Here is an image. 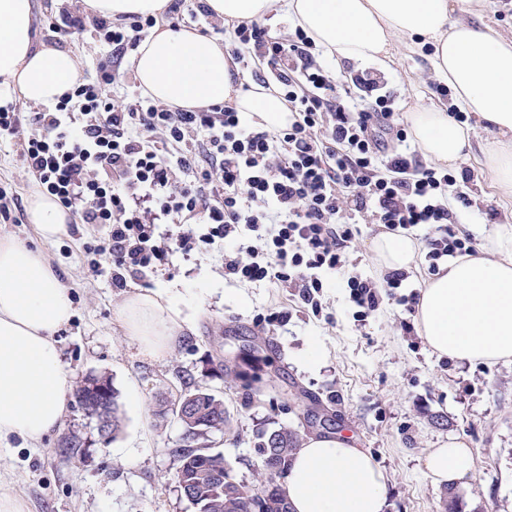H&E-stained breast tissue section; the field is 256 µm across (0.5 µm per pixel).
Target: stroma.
I'll return each mask as SVG.
<instances>
[{
    "instance_id": "obj_1",
    "label": "stroma",
    "mask_w": 512,
    "mask_h": 512,
    "mask_svg": "<svg viewBox=\"0 0 512 512\" xmlns=\"http://www.w3.org/2000/svg\"><path fill=\"white\" fill-rule=\"evenodd\" d=\"M396 112L442 103L428 46L394 45L390 69H371ZM467 125L473 156L464 163L475 175L468 188L481 208L458 209L470 235L491 231L489 210L512 215L481 165L483 149L498 138L476 118ZM105 229L79 225L59 242H40L32 224H1L7 235L40 250L72 287L74 315L58 335L63 365L81 382L88 374L109 376L118 392L123 428L103 438L95 418L70 403L57 433L28 448L18 438L0 449V478L14 483L28 512H194L174 480L170 448L182 428L156 414L158 403L174 402L184 381L200 379L208 365L223 364L249 336L269 342L268 374L274 386L212 378L236 430L213 433L209 443L223 453L236 480L253 482L261 466L257 434L278 426H298L306 411L296 390L316 396L337 416V431L371 452L390 477L386 512H443L441 489L424 474L420 459L439 440L458 436L472 448L478 471L461 489L462 512H512V363L459 368L432 354L421 336L404 335L401 305L384 301L358 320L340 273L327 272L322 312L314 314L297 292L265 282L241 283L224 275L221 243L202 244L190 256H170L165 269L112 285L110 273L91 275L86 247ZM176 286L193 315L190 330L162 355H146L136 337L122 328L118 310L131 294ZM283 317L267 322L272 312ZM320 344L323 366L305 360ZM448 420L439 427L431 422ZM81 443L74 455L59 452L62 436Z\"/></svg>"
}]
</instances>
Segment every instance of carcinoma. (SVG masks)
Returning a JSON list of instances; mask_svg holds the SVG:
<instances>
[{
  "label": "carcinoma",
  "instance_id": "1",
  "mask_svg": "<svg viewBox=\"0 0 512 512\" xmlns=\"http://www.w3.org/2000/svg\"><path fill=\"white\" fill-rule=\"evenodd\" d=\"M252 359H240L234 364H224L219 376H248L244 367ZM75 401L87 415L105 421L104 436L117 434L123 419L119 410L118 395L105 375L91 374L74 392ZM180 399L188 400L193 412L184 418L172 412L173 418L183 429L182 444L171 449L174 457L175 478L180 489L188 491L190 503L197 512H294L287 490L281 479L290 469L293 456L309 429L336 425L333 416L308 409L304 424L296 428L278 427L264 430L258 435V448L262 468L252 485L236 481L230 475L228 463L221 453L211 451L202 439L214 432L232 430L230 412L224 400L216 397L203 382L190 381Z\"/></svg>",
  "mask_w": 512,
  "mask_h": 512
}]
</instances>
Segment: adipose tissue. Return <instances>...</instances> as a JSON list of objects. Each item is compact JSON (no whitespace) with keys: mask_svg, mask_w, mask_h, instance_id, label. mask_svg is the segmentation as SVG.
<instances>
[{"mask_svg":"<svg viewBox=\"0 0 512 512\" xmlns=\"http://www.w3.org/2000/svg\"><path fill=\"white\" fill-rule=\"evenodd\" d=\"M168 0H84L88 11L114 18L157 16ZM226 21H258L282 6L289 21L335 62L390 69L395 41L422 38L432 49L436 75L448 83L458 111L495 128L500 138L484 166L501 197L512 198V36L486 26L451 21L455 0H206ZM34 0H0V83L21 98L49 104L79 77L69 51L36 42ZM224 47L194 32L159 27L141 44L136 80L173 107H206L233 99L251 125L286 127L289 110L277 87L235 90ZM423 156L454 168L467 158V128L445 107L407 114ZM27 216L39 238L67 235L71 216L54 197L32 190ZM376 277L417 268L416 240L378 234L371 242ZM71 288L49 259L16 240L0 238V442L20 438L38 446L61 425L72 393L56 339L71 320ZM416 326L439 357L456 366L512 362V218L483 235L477 254L440 266L424 280ZM122 327L143 351L158 354L190 327L174 286L128 297ZM435 484L468 485L478 462L457 437L440 441L422 458ZM294 512H385L388 475L365 449L343 435H311L286 477Z\"/></svg>","mask_w":512,"mask_h":512,"instance_id":"1","label":"adipose tissue"}]
</instances>
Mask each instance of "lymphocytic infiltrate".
<instances>
[{
    "label": "lymphocytic infiltrate",
    "mask_w": 512,
    "mask_h": 512,
    "mask_svg": "<svg viewBox=\"0 0 512 512\" xmlns=\"http://www.w3.org/2000/svg\"><path fill=\"white\" fill-rule=\"evenodd\" d=\"M165 17L174 29L191 18L204 33L229 35L228 54L241 71L262 61L261 84L279 87L292 120L275 131L254 129L229 101L174 109L143 94L130 59L156 17L114 20L61 0L55 33L81 36L89 55L108 46L111 58L52 105L0 106V140L17 146L24 175L76 223L108 226L87 247L91 274L111 268L113 287L122 288L127 276L165 266L171 253L224 241L231 245L225 276L293 289L315 310L323 272L344 271L364 319L387 298L414 311L417 297L401 292L408 272L380 281L362 275L351 257L357 225L425 229L433 270L445 257L472 252L471 236L454 230L448 206L452 197L474 206L463 189L471 171H444L397 150L407 129L375 78L343 82L317 61L304 32L275 41L255 22L229 28L204 0H171ZM118 84L127 93L116 98ZM356 90L372 96L369 107H355ZM161 224L170 233L158 235Z\"/></svg>",
    "instance_id": "f902f5d3"
}]
</instances>
